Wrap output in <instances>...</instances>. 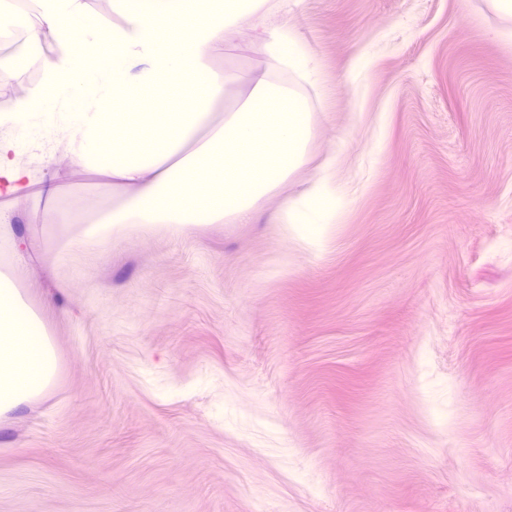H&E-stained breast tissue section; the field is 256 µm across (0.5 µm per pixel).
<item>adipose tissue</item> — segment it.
I'll list each match as a JSON object with an SVG mask.
<instances>
[{
    "label": "adipose tissue",
    "mask_w": 512,
    "mask_h": 512,
    "mask_svg": "<svg viewBox=\"0 0 512 512\" xmlns=\"http://www.w3.org/2000/svg\"><path fill=\"white\" fill-rule=\"evenodd\" d=\"M288 0H113L89 14L86 0H0L12 40L46 41L30 59L36 78L24 96L0 71V196L40 207L56 196L27 158L70 156L78 170L105 177L112 202L100 223L69 222L61 244L96 246L129 232L186 235L208 224L251 223L263 200L304 165L315 136L309 87L311 48L288 23L272 24ZM262 29L260 62L240 73L216 66L244 27ZM107 46L106 59L93 48ZM176 91L186 112H129L145 90ZM94 94L96 109L76 107ZM345 213L342 196L316 178L270 221L299 248L316 252ZM16 255L0 278V423L54 383L58 358L45 324L16 292L35 246L16 237L0 207V243Z\"/></svg>",
    "instance_id": "obj_1"
}]
</instances>
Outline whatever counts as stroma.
Returning <instances> with one entry per match:
<instances>
[{"mask_svg": "<svg viewBox=\"0 0 512 512\" xmlns=\"http://www.w3.org/2000/svg\"><path fill=\"white\" fill-rule=\"evenodd\" d=\"M288 19L316 136L253 223L61 250L56 225L109 200L62 158L49 207L18 206L59 372L0 424V512H512V21ZM331 161L350 203L313 256L267 216Z\"/></svg>", "mask_w": 512, "mask_h": 512, "instance_id": "35a3bbf8", "label": "stroma"}]
</instances>
